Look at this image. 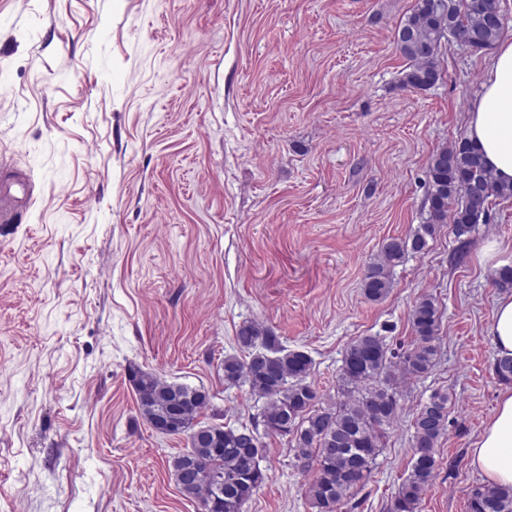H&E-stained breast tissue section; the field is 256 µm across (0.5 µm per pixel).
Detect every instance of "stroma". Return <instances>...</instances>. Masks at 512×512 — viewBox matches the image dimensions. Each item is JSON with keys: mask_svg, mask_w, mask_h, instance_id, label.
Wrapping results in <instances>:
<instances>
[{"mask_svg": "<svg viewBox=\"0 0 512 512\" xmlns=\"http://www.w3.org/2000/svg\"><path fill=\"white\" fill-rule=\"evenodd\" d=\"M413 4L0 0V184L31 189L0 223V512H198L169 469L187 438L141 416L134 371L204 388L202 422L247 424L257 399L221 369L243 322L308 353L330 400L352 339L410 348L424 295L435 365L340 512H388L436 391L450 425L418 512H469L505 388L481 252L512 246V198L467 248L439 225L383 300L363 292L383 243L423 223L430 157L466 136L490 57L443 47L441 80L404 88ZM265 444L243 512H315L290 440Z\"/></svg>", "mask_w": 512, "mask_h": 512, "instance_id": "obj_1", "label": "stroma"}]
</instances>
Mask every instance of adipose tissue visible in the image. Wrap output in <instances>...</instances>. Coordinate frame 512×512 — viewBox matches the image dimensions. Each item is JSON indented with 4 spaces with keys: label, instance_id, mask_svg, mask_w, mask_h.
<instances>
[{
    "label": "adipose tissue",
    "instance_id": "1",
    "mask_svg": "<svg viewBox=\"0 0 512 512\" xmlns=\"http://www.w3.org/2000/svg\"><path fill=\"white\" fill-rule=\"evenodd\" d=\"M468 137L495 174L512 183V39L499 42L489 59L469 113ZM472 464L486 484L512 487V389L501 393Z\"/></svg>",
    "mask_w": 512,
    "mask_h": 512
}]
</instances>
